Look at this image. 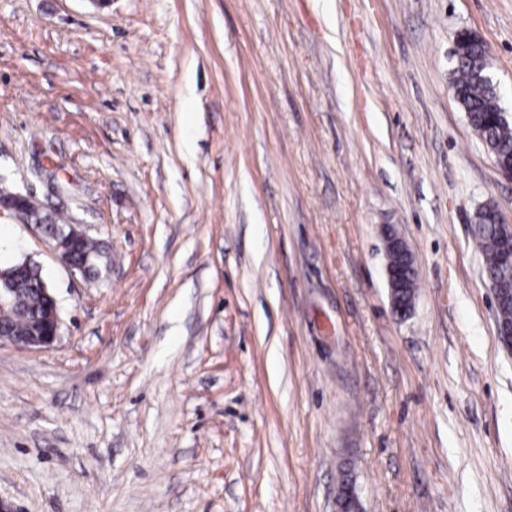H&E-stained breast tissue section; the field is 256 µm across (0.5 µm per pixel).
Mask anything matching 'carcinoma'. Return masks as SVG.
<instances>
[{
    "instance_id": "obj_1",
    "label": "carcinoma",
    "mask_w": 512,
    "mask_h": 512,
    "mask_svg": "<svg viewBox=\"0 0 512 512\" xmlns=\"http://www.w3.org/2000/svg\"><path fill=\"white\" fill-rule=\"evenodd\" d=\"M453 88L455 98L466 112L472 129L485 143L490 152L506 154L512 150V116L500 113L496 91L484 79V73L491 71L489 51L482 41L467 42L454 54ZM472 240L486 256V272L497 279L501 286L512 289V267L501 262V233L499 221L492 205L479 209L470 224ZM89 254L98 264L107 260L106 252L90 238L80 241L78 255ZM392 264L405 269V288L401 304L411 308L414 303L416 273L403 258L392 253ZM43 281L41 270L31 273L18 284L22 291L26 317L19 319L11 308L0 312V324H11L19 331H25L42 317L47 299L41 292Z\"/></svg>"
}]
</instances>
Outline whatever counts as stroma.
I'll return each instance as SVG.
<instances>
[{"instance_id": "stroma-1", "label": "stroma", "mask_w": 512, "mask_h": 512, "mask_svg": "<svg viewBox=\"0 0 512 512\" xmlns=\"http://www.w3.org/2000/svg\"><path fill=\"white\" fill-rule=\"evenodd\" d=\"M512 113V0H0V188L109 244L37 262L51 348L0 344L11 512H512V352L452 88L460 32ZM417 268L392 310L383 232ZM497 312H498V322L503 323L505 325H510L512 323V297L511 294L508 297L501 296L497 301ZM500 327L497 326V336L499 342L507 349L512 348V329L511 332L504 327V325Z\"/></svg>"}]
</instances>
